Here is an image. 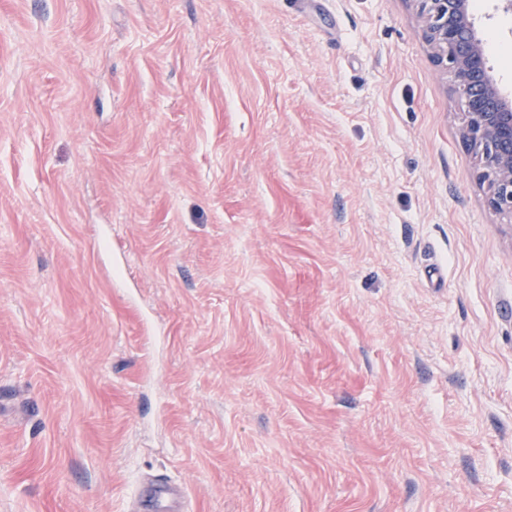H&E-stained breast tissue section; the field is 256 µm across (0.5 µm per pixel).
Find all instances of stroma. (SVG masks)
<instances>
[{
	"label": "stroma",
	"mask_w": 512,
	"mask_h": 512,
	"mask_svg": "<svg viewBox=\"0 0 512 512\" xmlns=\"http://www.w3.org/2000/svg\"><path fill=\"white\" fill-rule=\"evenodd\" d=\"M458 110L409 0H0V512H512ZM153 508L159 512H184L185 495L180 487L165 480L148 481L134 506L135 511Z\"/></svg>",
	"instance_id": "stroma-1"
}]
</instances>
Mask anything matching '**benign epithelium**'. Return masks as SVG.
I'll return each mask as SVG.
<instances>
[{"label":"benign epithelium","mask_w":512,"mask_h":512,"mask_svg":"<svg viewBox=\"0 0 512 512\" xmlns=\"http://www.w3.org/2000/svg\"><path fill=\"white\" fill-rule=\"evenodd\" d=\"M436 65L452 74L461 135L487 206L512 217V102L495 89L467 0H411Z\"/></svg>","instance_id":"7a95c632"}]
</instances>
